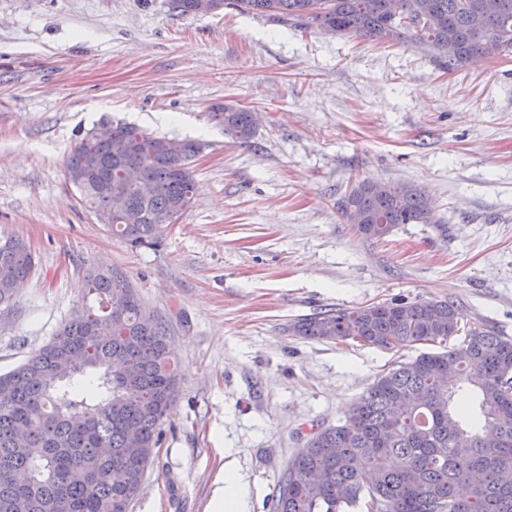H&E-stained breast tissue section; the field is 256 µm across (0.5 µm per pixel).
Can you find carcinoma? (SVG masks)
Returning <instances> with one entry per match:
<instances>
[{
    "label": "carcinoma",
    "instance_id": "carcinoma-1",
    "mask_svg": "<svg viewBox=\"0 0 512 512\" xmlns=\"http://www.w3.org/2000/svg\"><path fill=\"white\" fill-rule=\"evenodd\" d=\"M240 11L339 36L421 43L459 69L475 56L512 52V0H218ZM199 0H171L184 17ZM453 47L455 54L445 51ZM211 118L238 140L253 113L234 103ZM202 149L117 123L87 133L69 153L70 181L132 248L158 247L191 207L190 161ZM135 168L148 190L131 182ZM338 207L365 238L400 224H434L411 184L354 182ZM18 237H0V305L34 272ZM98 305L76 309L53 339L0 375V512H129L160 445L179 381L168 327L147 312L122 272L91 273ZM446 299H395L297 320V336L423 352L380 375L334 426L313 425L278 482L275 512H512V342L483 327L462 330ZM478 397L475 415L462 408Z\"/></svg>",
    "mask_w": 512,
    "mask_h": 512
}]
</instances>
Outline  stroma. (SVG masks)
<instances>
[{"label":"stroma","instance_id":"35a3bbf8","mask_svg":"<svg viewBox=\"0 0 512 512\" xmlns=\"http://www.w3.org/2000/svg\"><path fill=\"white\" fill-rule=\"evenodd\" d=\"M259 117L250 143L210 119ZM123 121L202 146L192 206L159 248H130L82 201L66 160ZM410 183L433 224L357 235L351 179ZM38 270L0 307V374L46 344L116 268L168 326L179 376L130 512H211L223 468L271 512L310 425L330 426L419 354L293 335L297 318L394 298L448 299L512 340V53L447 70L422 47L299 31L169 0H0V237ZM211 118L224 127V132L235 139L247 141L255 136L257 127L253 113L234 103L217 104L211 107Z\"/></svg>","mask_w":512,"mask_h":512}]
</instances>
